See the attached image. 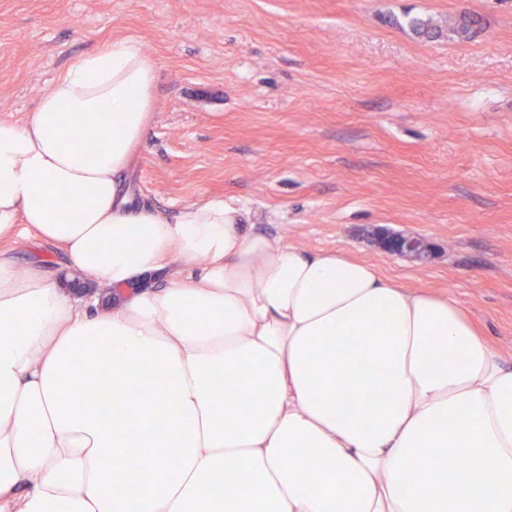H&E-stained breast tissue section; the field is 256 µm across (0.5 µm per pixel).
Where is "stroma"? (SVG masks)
<instances>
[{
    "mask_svg": "<svg viewBox=\"0 0 512 512\" xmlns=\"http://www.w3.org/2000/svg\"><path fill=\"white\" fill-rule=\"evenodd\" d=\"M120 37L158 73L137 201L239 204L247 233L450 294L512 351V0H0V120ZM393 235L396 242L390 236L385 237V240H383L382 246L385 251L394 253L397 244L398 250L395 255L412 260H422L429 256L430 245L425 239L412 235Z\"/></svg>",
    "mask_w": 512,
    "mask_h": 512,
    "instance_id": "35a3bbf8",
    "label": "stroma"
}]
</instances>
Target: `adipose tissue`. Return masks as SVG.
Here are the masks:
<instances>
[{"label":"adipose tissue","instance_id":"ef3b65f1","mask_svg":"<svg viewBox=\"0 0 512 512\" xmlns=\"http://www.w3.org/2000/svg\"><path fill=\"white\" fill-rule=\"evenodd\" d=\"M156 83L115 39L0 122V512H512V360L241 206L135 203Z\"/></svg>","mask_w":512,"mask_h":512}]
</instances>
